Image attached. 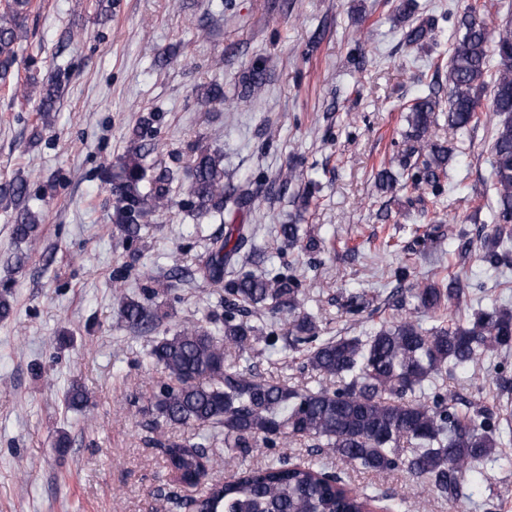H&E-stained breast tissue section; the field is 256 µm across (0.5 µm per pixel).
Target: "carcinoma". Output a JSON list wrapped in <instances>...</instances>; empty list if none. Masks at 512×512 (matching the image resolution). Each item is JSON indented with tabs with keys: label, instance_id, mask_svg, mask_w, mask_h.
<instances>
[{
	"label": "carcinoma",
	"instance_id": "obj_1",
	"mask_svg": "<svg viewBox=\"0 0 512 512\" xmlns=\"http://www.w3.org/2000/svg\"><path fill=\"white\" fill-rule=\"evenodd\" d=\"M30 0H12L0 13V81H7L26 38L25 20ZM487 5L469 7L457 20L460 35L451 44L448 60L438 59L432 68H447L448 108L432 90L411 101L403 112L412 141L398 160L401 169L381 166L376 187L384 192L396 185L418 190L434 188L433 198L418 197L428 223H436L441 179L455 147L433 140L435 114L446 112L448 126L468 131L496 122L491 142V194L484 206L492 214L494 232L480 244L479 261L496 268L500 248L512 239V25L498 29L494 46L497 65L489 64ZM434 20L416 19L404 35L409 45L424 41ZM20 96L37 105L45 126L57 111L62 89L52 79L39 82L30 76ZM491 96V111H479L484 94ZM158 149V128L153 116H142L133 130L131 145L115 168L102 170L112 187L116 204L112 223L128 241L152 217L173 203L174 178L155 171L152 154ZM224 157L198 148L187 168L189 207L198 219L228 207L253 204L254 192L246 186L224 183ZM0 198L13 205V239L32 244L41 232L40 214L29 205L27 180L16 176L0 183ZM482 206V207H484ZM477 207V210H482ZM279 237L288 245L303 238L300 224H282ZM248 236L243 227L220 239L214 238L197 274L207 286L224 285V325L214 333L194 323L171 336H158L146 352L150 363L161 367L167 381L149 400L153 420L197 424L211 434L199 442L152 440L164 449L169 469L179 484L197 485L219 462H243L258 441L275 444L290 439L313 442L317 454H335L365 472L406 468L420 479L423 492L451 503L467 497V473L496 454L501 432L492 414L475 405L461 411L439 396L428 404L420 399L426 385L448 376V371L483 361L490 353L512 348V308L493 304L473 312L465 322L441 321L429 328L411 315L386 320L365 336L320 338L318 318L306 311L300 290L291 278L270 279L238 270L240 253ZM458 278L446 287L420 283L410 289L413 309L434 315L452 300L461 301ZM292 317L286 344L292 349L310 346L307 365L322 375L340 379L334 390L307 391L259 379L237 367L249 361L247 350L257 339L259 327L250 317L262 313ZM121 318L139 331H153L165 318L131 297L120 302ZM73 410L89 407L90 398L74 386L66 396ZM224 443L223 456L212 452L215 439ZM168 512H366L374 505L381 512H405L406 501L396 495L373 496L348 486L325 465L291 463L277 457L257 468H241L233 476L213 481L194 498L177 490H157Z\"/></svg>",
	"mask_w": 512,
	"mask_h": 512
}]
</instances>
